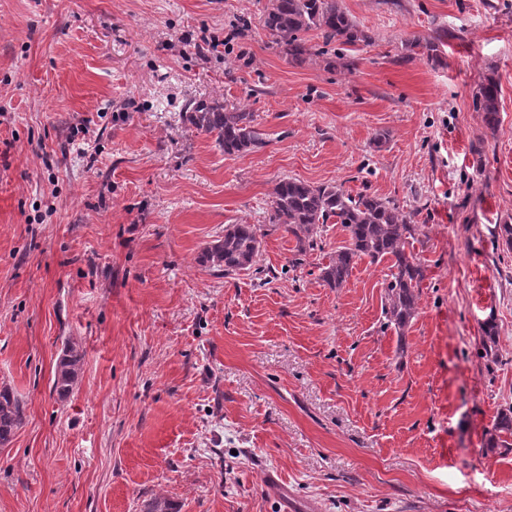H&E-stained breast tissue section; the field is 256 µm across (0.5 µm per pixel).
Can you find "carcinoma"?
Segmentation results:
<instances>
[{"instance_id":"carcinoma-1","label":"carcinoma","mask_w":512,"mask_h":512,"mask_svg":"<svg viewBox=\"0 0 512 512\" xmlns=\"http://www.w3.org/2000/svg\"><path fill=\"white\" fill-rule=\"evenodd\" d=\"M261 28L270 42L286 55L300 59L311 53L308 34L317 33L323 45L339 41L356 45L368 40L342 8L340 0H269L261 18ZM499 90L489 81L476 95L474 107L484 114L491 132L499 126ZM183 120L196 131L212 138L226 155L257 151L266 146L264 133L255 127L253 113L243 112L218 98L190 101ZM268 223L282 228L296 239L299 265L308 253L321 248L319 226L339 224L349 235V245L341 247L320 271V278L332 288H340L357 261H390L387 274L383 328L402 336L417 313L418 295L425 278V266L414 252L418 225L392 199L359 193L353 195L337 184L310 185L294 178L280 180L271 193ZM265 233L255 224H227L224 236L203 248L200 262L226 275L252 269ZM481 358L495 361L497 328L493 319L484 324ZM82 357L73 345L65 348L57 365L54 391L67 397L76 383ZM20 401L8 389L0 390V447L8 445L23 422ZM485 447H512V407L502 409L485 432Z\"/></svg>"}]
</instances>
